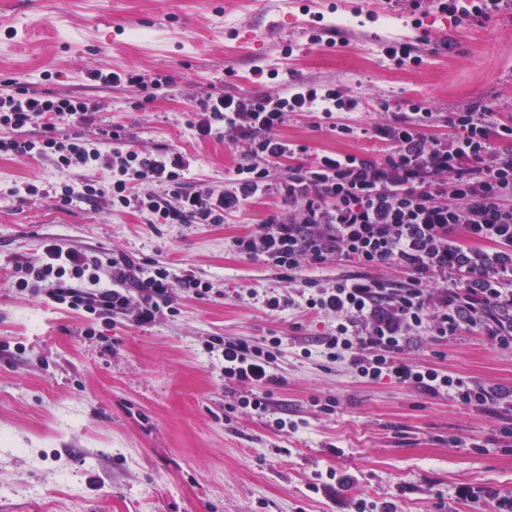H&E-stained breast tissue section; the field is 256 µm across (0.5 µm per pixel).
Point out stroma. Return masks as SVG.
<instances>
[{
    "instance_id": "35a3bbf8",
    "label": "stroma",
    "mask_w": 512,
    "mask_h": 512,
    "mask_svg": "<svg viewBox=\"0 0 512 512\" xmlns=\"http://www.w3.org/2000/svg\"><path fill=\"white\" fill-rule=\"evenodd\" d=\"M290 0H0V74L97 105L92 124L63 133L99 138L123 128L146 152L177 150L192 182L223 188L243 144L195 139L187 125L199 99L338 85L360 100L355 132L329 130L318 115L293 114L281 139L318 153L378 157L374 125L385 111L417 104L433 112L429 136L451 132L450 113L491 108L512 118V9L456 21L430 11L412 25L407 0H346L321 21ZM324 41L311 43L310 34ZM414 43L419 65L394 66L386 42ZM292 56H285V49ZM171 79L152 102L90 81L89 68ZM268 195L221 224H162L107 199L62 208L49 196L0 197V512H355L357 499L396 502L399 512H494L512 497V449L499 436L507 413L431 396L387 379L366 382L347 363L312 349L335 325L301 310L302 282L367 276L346 258L293 278L239 254L234 239L269 215L288 213ZM57 244L107 261L124 254L146 271H192L207 296L180 294L148 325L133 315L91 316L24 288L14 257L30 266ZM294 304L270 311L248 289ZM283 336L273 402L305 425L269 428L248 408L225 414L237 389L225 383L216 337L259 342ZM310 348L303 356L302 348ZM407 357L512 393V346L465 329L439 340L419 331ZM335 399L336 412L318 404ZM334 468L355 482L307 485ZM478 499L457 498L459 488Z\"/></svg>"
}]
</instances>
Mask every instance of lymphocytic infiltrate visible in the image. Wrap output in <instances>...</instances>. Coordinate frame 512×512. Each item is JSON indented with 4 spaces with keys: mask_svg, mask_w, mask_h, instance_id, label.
I'll use <instances>...</instances> for the list:
<instances>
[{
    "mask_svg": "<svg viewBox=\"0 0 512 512\" xmlns=\"http://www.w3.org/2000/svg\"><path fill=\"white\" fill-rule=\"evenodd\" d=\"M88 77L108 87L136 88L147 103L169 84L168 78L133 70L94 68ZM318 100L332 129L351 134L345 115L358 103L335 87L254 97L211 93L201 99L193 124L198 139L246 146L230 189L218 191L188 184L189 161L181 152H143L128 144L121 126L98 140L59 134L60 122L91 123L93 106L0 78V155L47 164L62 176L45 189L14 182L0 193H43L63 206L104 197L113 210L132 208L166 224H220L254 199L277 192L293 213L269 217L255 233L236 238L240 254L263 257L291 274L341 257L370 270L396 267L409 274L404 288L365 278L315 287L306 310L336 321L321 341L328 362H347L367 382L387 378L430 395L449 394L465 405L506 400L505 392L409 359L405 346L421 329L445 339L466 328L483 331L495 345L512 346V122L488 109L456 112L448 119L452 135L434 139L425 134L432 112L414 104L374 125L386 146L381 158L323 153L310 165H298L300 146L277 132L288 114L310 111ZM33 126L40 137H24ZM98 171L106 181L95 179ZM146 184L154 192L140 194ZM458 227L464 231L460 241L452 236ZM483 245L499 250L497 264L479 266ZM47 256L38 269L19 258L14 267L30 270L34 282L54 281L48 294L55 303L94 316L130 312L147 325L171 307L177 292L201 297L208 291L207 283L191 275L145 274L124 255L105 263L112 268L107 288L98 258L56 244ZM283 344L280 336L259 343L218 339L225 381L249 388L238 397L239 406L271 414L270 389L281 382L275 361Z\"/></svg>",
    "mask_w": 512,
    "mask_h": 512,
    "instance_id": "obj_1",
    "label": "lymphocytic infiltrate"
}]
</instances>
